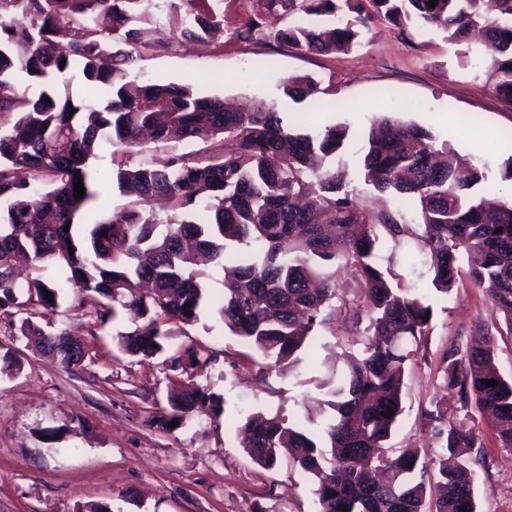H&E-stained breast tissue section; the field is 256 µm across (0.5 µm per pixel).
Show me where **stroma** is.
<instances>
[{
	"instance_id": "obj_1",
	"label": "stroma",
	"mask_w": 512,
	"mask_h": 512,
	"mask_svg": "<svg viewBox=\"0 0 512 512\" xmlns=\"http://www.w3.org/2000/svg\"><path fill=\"white\" fill-rule=\"evenodd\" d=\"M262 7V0H223L220 44L144 52L140 78L188 84L200 96L243 105L260 100L275 105L284 124L304 132L349 127L352 137L335 163L369 209L380 200L364 182L362 159L367 132L381 115L450 141L490 184L505 188L501 163L512 151L504 138L512 131V101L489 86L481 45L455 47L434 28H401L377 12L362 43L345 54L282 46L265 29L239 40L238 28ZM291 75L319 80L335 107L316 112L308 101L288 97L283 81ZM379 255L401 288L427 297L434 310L392 440L393 447L417 449L430 463L437 443L423 414L436 401L454 400L438 371L443 353L480 329H492L499 369L510 376L512 335L498 332L488 296L468 273H460L451 297L441 298L431 290L422 259L407 262L388 234L380 236ZM341 284L336 318L321 331L319 357L329 362L361 348L366 338L349 313L361 285L348 275ZM222 291L213 281L199 321L176 331L171 351L141 361L116 345L115 332L128 325V316L100 323L65 289L48 318L50 331L78 336L89 350L80 366L70 368L27 347L20 315L0 310V345L20 354L23 364L20 372L0 373V512H84L92 504L112 512H319L313 487L299 470L259 467L224 426L227 419L259 411L291 417L316 397L311 378L317 370L281 371L261 358L243 363L244 345L225 333L213 312ZM201 346L209 348L211 360L197 382L223 397V412L190 413L169 431L152 426L154 411L167 404L173 353ZM472 425L486 461L477 472L478 512H512V449L500 447L482 415Z\"/></svg>"
}]
</instances>
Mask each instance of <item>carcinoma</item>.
Wrapping results in <instances>:
<instances>
[{"label":"carcinoma","instance_id":"cac0c4a2","mask_svg":"<svg viewBox=\"0 0 512 512\" xmlns=\"http://www.w3.org/2000/svg\"><path fill=\"white\" fill-rule=\"evenodd\" d=\"M150 2L0 0V309L26 312L20 333L28 343L75 366L65 350L75 338L47 333L34 321L56 310L67 286L103 324L121 310L135 312L141 323L116 331L117 344L128 356L150 359L170 348V324L198 320L206 282L218 272L224 330L262 358L298 369L316 359L322 347L316 329L336 315V279L352 275L363 284L353 315L368 320L359 355L318 373L312 382L320 398L295 419L256 412L227 427L243 435L261 467H276L279 450L288 449L320 512H478L475 466L484 461L472 456L481 442L467 421L473 407L490 416L500 447L512 448V376L498 370L487 332L462 349L450 347L442 381L458 406L450 411L438 401L424 414L439 445L437 460L430 467L413 448L390 449L408 369L433 309L392 282L379 262L374 228L383 227L408 259L424 257L433 290L444 298L455 288L457 254L465 249L473 282L512 333V203L449 142L383 116L368 133L363 171L385 204L364 208L336 170L324 166L344 149L347 127L297 132L271 104L229 109L189 86L141 80L142 52L204 41L224 28L216 0H183L186 15L158 37ZM368 2L400 27L415 19L441 29L450 43L479 32L487 80L512 100V0H438L433 8L429 0ZM335 9V0H264V11L238 37L248 40L269 26L282 45L344 53L368 28L370 15L360 5L342 27L279 24L293 14ZM119 31L127 48L115 50L111 37ZM75 72L87 87L83 98L67 91ZM19 77L38 84L39 93L20 90ZM284 91L324 103L309 76L286 78ZM145 132L155 143L176 135L204 147L159 163L112 166L103 180L130 197L128 206L82 221L99 196L93 161L101 144L114 155L141 153ZM78 174L85 188L79 200ZM397 198L417 211L420 235L387 204ZM68 226L84 231L76 236ZM21 258L36 273L24 295L16 292ZM47 267L64 285L42 279ZM209 360L204 347L173 358L169 408L155 412L152 425L166 430L196 409L223 407L224 400L195 382ZM491 379L497 386H488Z\"/></svg>","mask_w":512,"mask_h":512}]
</instances>
